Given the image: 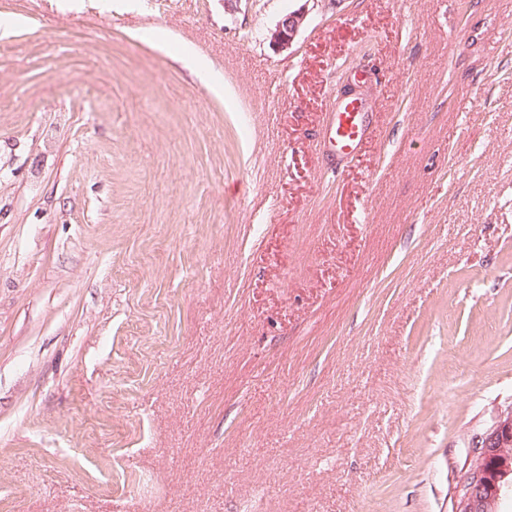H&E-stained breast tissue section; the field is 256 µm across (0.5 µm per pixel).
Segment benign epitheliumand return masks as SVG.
<instances>
[{
	"label": "benign epithelium",
	"mask_w": 512,
	"mask_h": 512,
	"mask_svg": "<svg viewBox=\"0 0 512 512\" xmlns=\"http://www.w3.org/2000/svg\"><path fill=\"white\" fill-rule=\"evenodd\" d=\"M304 13L294 11L285 15L272 33L271 40L286 47L292 43L304 22ZM512 446V407L500 413L495 422L476 441V460L471 472L465 496L459 498L455 512H476L483 502L484 489L492 488L501 494L502 488L492 478L491 459L502 450Z\"/></svg>",
	"instance_id": "1"
}]
</instances>
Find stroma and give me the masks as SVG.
Masks as SVG:
<instances>
[{"label": "stroma", "instance_id": "obj_1", "mask_svg": "<svg viewBox=\"0 0 512 512\" xmlns=\"http://www.w3.org/2000/svg\"><path fill=\"white\" fill-rule=\"evenodd\" d=\"M510 407L512 0H0V512H455ZM304 13L294 11L285 15L272 33L271 40L280 45L287 47L292 43L295 35L299 31L304 22ZM357 98H345L329 115L328 142L333 158H348L359 150L367 130L364 120L365 112Z\"/></svg>", "mask_w": 512, "mask_h": 512}]
</instances>
